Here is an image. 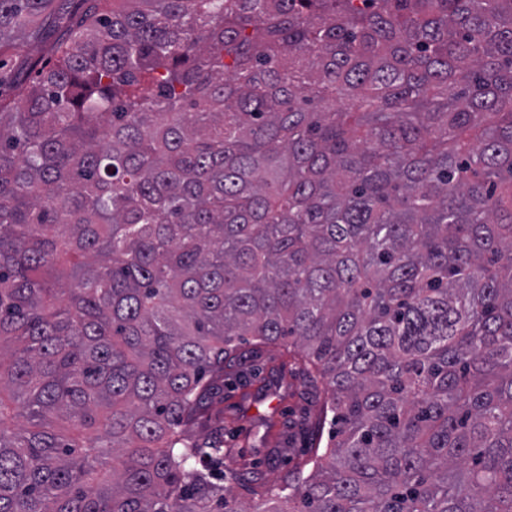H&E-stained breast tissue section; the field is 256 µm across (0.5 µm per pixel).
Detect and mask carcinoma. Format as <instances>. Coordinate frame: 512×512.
<instances>
[{
	"mask_svg": "<svg viewBox=\"0 0 512 512\" xmlns=\"http://www.w3.org/2000/svg\"><path fill=\"white\" fill-rule=\"evenodd\" d=\"M4 55L0 512H245L230 375L320 405L251 512H512V0H0Z\"/></svg>",
	"mask_w": 512,
	"mask_h": 512,
	"instance_id": "1",
	"label": "carcinoma"
}]
</instances>
